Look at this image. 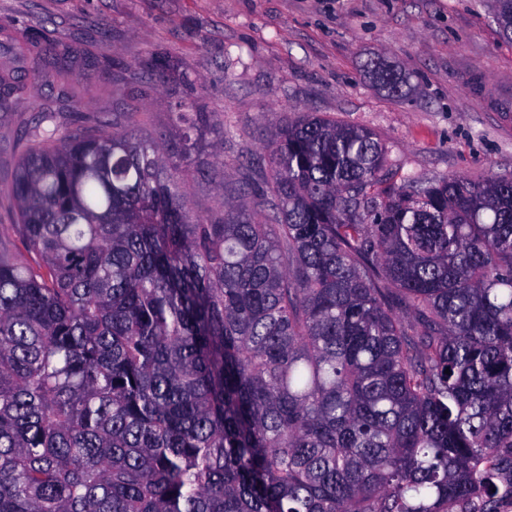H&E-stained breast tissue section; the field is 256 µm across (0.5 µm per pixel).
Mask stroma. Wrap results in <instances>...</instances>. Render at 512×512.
Wrapping results in <instances>:
<instances>
[{
    "mask_svg": "<svg viewBox=\"0 0 512 512\" xmlns=\"http://www.w3.org/2000/svg\"><path fill=\"white\" fill-rule=\"evenodd\" d=\"M493 0H0V45L25 32L81 49L67 84L28 68L25 91L0 112V249L15 252L8 188L42 127L171 133L194 100L213 124L214 155L187 167L192 211L224 216V199L261 154L269 127L314 112L366 128L393 181L512 174V42ZM379 57L409 79L391 97L364 69ZM164 82L141 78L155 60Z\"/></svg>",
    "mask_w": 512,
    "mask_h": 512,
    "instance_id": "35a3bbf8",
    "label": "stroma"
}]
</instances>
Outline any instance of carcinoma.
Wrapping results in <instances>:
<instances>
[{
  "label": "carcinoma",
  "instance_id": "1",
  "mask_svg": "<svg viewBox=\"0 0 512 512\" xmlns=\"http://www.w3.org/2000/svg\"><path fill=\"white\" fill-rule=\"evenodd\" d=\"M365 67L405 95L401 71ZM23 89L0 72V106ZM174 117L176 150L52 125L19 162L0 512H497L512 175L398 185L372 132L307 114L212 223L179 182L206 113Z\"/></svg>",
  "mask_w": 512,
  "mask_h": 512
}]
</instances>
